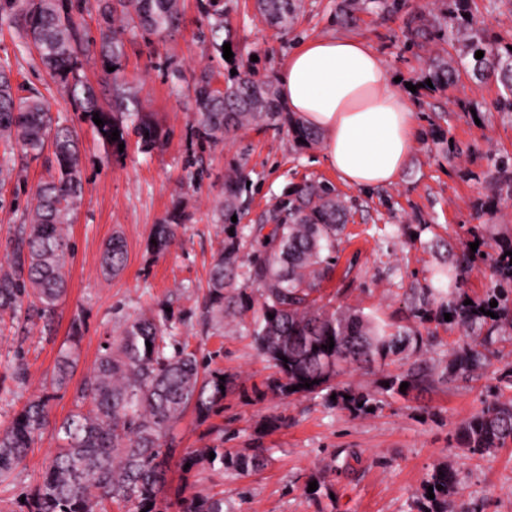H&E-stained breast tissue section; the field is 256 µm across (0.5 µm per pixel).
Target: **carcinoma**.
<instances>
[{"mask_svg":"<svg viewBox=\"0 0 512 512\" xmlns=\"http://www.w3.org/2000/svg\"><path fill=\"white\" fill-rule=\"evenodd\" d=\"M95 3L100 18L99 40L85 36L77 16ZM262 21L278 32L292 27L303 0H255ZM439 15L430 24L415 17L408 27L411 39L437 40L465 49V72L479 82L502 86L494 102L499 112H512V41L490 35L468 9L469 0H440ZM209 19L211 46L223 57V0H198ZM180 16V0H0V22L12 25L25 45L35 48L48 74L71 95L78 118L92 125L98 137L120 158L119 145L136 137L137 149L151 153L163 146L164 135L151 115L140 111L126 91L121 68L122 35L127 24L168 34ZM100 44L103 66L114 71L109 84V109L98 104L95 90L77 76L80 56ZM484 56L475 58L476 51ZM425 78L433 90L457 84L459 70L439 54L428 63ZM13 70L0 61V182L18 169V160L36 159L53 147L49 177L42 181L22 211L23 222L10 242L7 265L0 267V313L31 319L49 318L68 287V261L73 256L64 225L81 205L84 169L74 127L56 119L50 102L35 87L18 94ZM194 111L191 145L202 150L229 136L254 127L285 128L299 148L319 142L320 132L287 110L272 83L254 74H236L220 83L209 67L193 76ZM104 121L97 126L94 114ZM118 140H111L112 131ZM247 160L229 164L224 189L213 210V220L223 225L224 239L214 258L202 298L206 324L216 336L232 323L247 328L258 354L274 369L254 391L281 399L292 396L318 398L323 405L341 408L355 416L381 412L387 398L434 382L425 363L384 376L377 390L340 385L336 379L363 363L397 357L422 342L419 329L376 320L351 306L322 303V283L335 271L338 242L351 205L328 180H305L290 186L265 211L257 224H243L248 210ZM237 221H231V217ZM188 219L175 204L154 225L148 250L163 254L177 243ZM503 253L487 254L496 268L489 301L466 305L447 301L441 291L422 288L413 292L411 316L420 326L444 320V314L463 326L480 321L487 326L481 344L487 345L498 320L512 318L501 300L512 295V270L502 264ZM127 261L124 240L115 232L105 244L102 267L112 276ZM498 302L495 307L491 301ZM484 308L496 314L479 316ZM273 317H268V314ZM334 343L333 349L325 345ZM76 365L74 347L63 348L56 359L52 384L67 385ZM487 367V356L477 345H466L445 362L442 377H475ZM235 377L198 357L189 343L177 338L171 316L136 313L126 316L119 330L106 337L94 366L76 389L77 411L56 429L57 449L49 458L40 484L25 500L26 512H104L110 500L128 512H241L215 495L181 491L166 496L170 459L175 454L169 437L175 426L192 412L204 423L223 408L224 391ZM310 383V388L303 383ZM336 399H331V396ZM47 395L29 401L8 426L0 429V482L8 480L42 441L49 425ZM212 444L185 453L181 465L204 462L221 473L245 476L267 465L266 448L242 451L224 447V430L212 432ZM458 443L471 457H484L512 443V399L498 396L457 431ZM215 457H210L209 453ZM317 489L309 496L330 500L332 483L327 471L310 477ZM443 489H437V486ZM457 471L439 463L426 474L423 492L409 512H476L458 500ZM434 498H429L428 487Z\"/></svg>","mask_w":512,"mask_h":512,"instance_id":"1","label":"carcinoma"}]
</instances>
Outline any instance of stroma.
Instances as JSON below:
<instances>
[{"label":"stroma","mask_w":512,"mask_h":512,"mask_svg":"<svg viewBox=\"0 0 512 512\" xmlns=\"http://www.w3.org/2000/svg\"><path fill=\"white\" fill-rule=\"evenodd\" d=\"M432 0H405L397 13L384 14L362 5L357 24L340 19V0H303L304 11L292 31L282 35L257 16L254 0H224L226 28L236 47L232 64L215 57L201 33L208 20L197 0H182V20L171 35L158 37L136 28L123 36L122 65L143 111L166 135L162 148L144 154L128 145L115 160L89 124L77 123L74 105L62 87L41 67L35 51L21 44L13 28L0 25V60L9 61L17 85L38 88L64 123H77L86 184L82 204L69 226L74 255L66 295L51 322L26 323L0 316V428L31 398L41 394L60 348L69 346L73 321H80L77 364L67 388L54 392L50 420L60 424L75 408V390L94 365L106 336L122 317L141 310L170 309L179 319L182 340L213 353L214 366L238 376L224 409L206 424L186 416L173 436L179 451L203 447L206 428L224 430L228 448L269 449L267 466L247 476L216 474L198 466L194 490L223 493L242 512H318L303 493L309 475L332 470L336 512H407L434 464L445 462L460 472L464 500L478 512H512V445L478 459L467 456L456 440L458 427L495 395L512 397V324L500 323L495 336L499 360L477 379H454L390 398L381 413L356 417L325 407L320 399H256L252 387L267 375L245 332L210 336L202 331L201 296L207 271L224 237L212 219L224 173L247 157L248 193L254 223L289 185L303 179H326L352 200L354 209L339 244V260L322 294L332 305H351L388 323L413 325L406 304L411 289L437 285L442 260L470 253L455 297L482 302L494 281L482 252L512 244V200H506L500 176L512 173V113L494 109L496 83L462 77L447 92L421 86L428 64L426 49L403 36L412 15L426 13ZM323 36L358 37L374 50L392 77L415 84L408 102L416 114L418 138L397 183L364 192L339 182L324 161L321 146L298 149L285 130L253 129L206 148V172L194 179L189 146L192 78L204 67L223 72H253L276 80L288 53ZM445 143H436L437 133ZM183 200L190 215L179 243L163 256H152L146 243L153 224ZM126 242L127 263L116 276L104 275L101 254L113 233ZM478 254H471V247ZM469 331L457 321L431 325L420 350L408 352L399 365L415 360L443 366L467 342ZM27 374L18 379L17 361ZM288 423L270 430V416ZM56 450L52 430L28 454L12 478L0 483V512H23L22 496L40 483ZM356 452L350 467L334 473L338 454Z\"/></svg>","instance_id":"obj_1"}]
</instances>
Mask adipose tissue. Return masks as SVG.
Here are the masks:
<instances>
[{"label":"adipose tissue","instance_id":"1","mask_svg":"<svg viewBox=\"0 0 512 512\" xmlns=\"http://www.w3.org/2000/svg\"><path fill=\"white\" fill-rule=\"evenodd\" d=\"M281 99L323 135V156L366 192L394 184L417 139L415 114L385 66L359 38L303 43L283 61Z\"/></svg>","mask_w":512,"mask_h":512}]
</instances>
